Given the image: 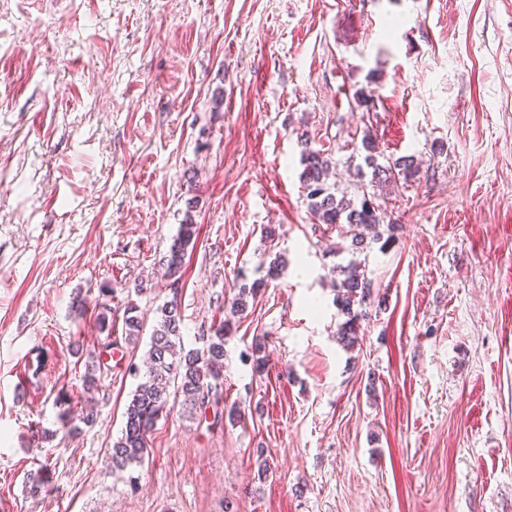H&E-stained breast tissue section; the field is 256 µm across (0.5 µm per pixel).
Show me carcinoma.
<instances>
[{"label": "carcinoma", "mask_w": 512, "mask_h": 512, "mask_svg": "<svg viewBox=\"0 0 512 512\" xmlns=\"http://www.w3.org/2000/svg\"><path fill=\"white\" fill-rule=\"evenodd\" d=\"M296 135L303 148L301 180L310 211L317 222L330 226L351 225L354 233L350 250L354 253L364 251L372 241L382 239L384 244H389L394 238L396 225L384 223L381 205L369 195L362 182L367 175L370 182L384 185L395 184L400 179L413 181L419 174V166L414 158L401 156L383 164L379 162L380 153L376 151L372 139L363 137L365 155L363 163L355 169L359 182L357 193L351 198L345 195L339 197L335 185L329 183L330 173L337 166V161L326 151L311 148L308 131L299 130ZM197 235V224L191 216H186L166 255L169 275L180 272L186 251ZM280 273L281 265L275 260L269 264L265 275L249 284H240L230 302V313L243 311L247 298L267 287L269 281L279 278ZM371 295L372 279L368 277L366 266L357 261L336 266L335 303L338 312L345 317L338 326L336 340L346 349L356 343L359 320L363 317L362 306ZM182 325L183 315L177 300L173 299L160 308V320L150 336L147 372L126 405L121 437L112 444V465L118 469L143 463L148 454L150 434L159 417L167 411L173 393L181 396L184 404L199 410L211 426L223 425L226 417L235 420L241 416V408L234 404L219 408L223 394L220 387L224 371L226 321H220L213 329L203 349L187 352L181 348ZM59 420L64 435H76L80 431V424L93 422L94 414L93 410L87 409L76 422L65 411Z\"/></svg>", "instance_id": "obj_1"}]
</instances>
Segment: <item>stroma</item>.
Listing matches in <instances>:
<instances>
[{
  "label": "stroma",
  "instance_id": "35a3bbf8",
  "mask_svg": "<svg viewBox=\"0 0 512 512\" xmlns=\"http://www.w3.org/2000/svg\"><path fill=\"white\" fill-rule=\"evenodd\" d=\"M300 126L350 196L364 136L420 162L376 190L397 230L366 251L348 351L333 268L351 237L308 210ZM188 215L175 283L162 261ZM278 256L280 278L230 314L239 272ZM175 296L185 349L229 319L224 401L245 416L210 427L170 401L145 464L113 470ZM91 372L94 423L58 434L57 397L80 411ZM0 505L512 512V0H0Z\"/></svg>",
  "mask_w": 512,
  "mask_h": 512
}]
</instances>
